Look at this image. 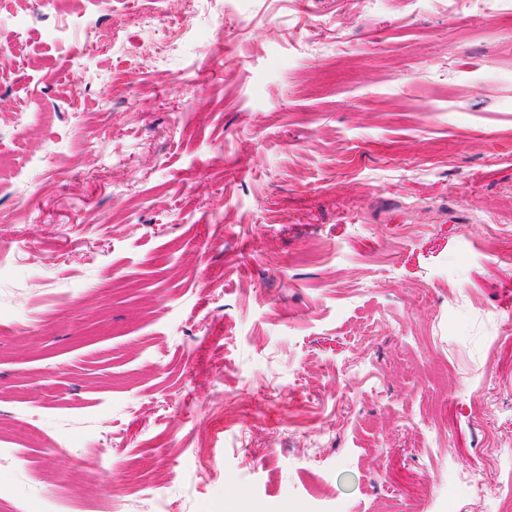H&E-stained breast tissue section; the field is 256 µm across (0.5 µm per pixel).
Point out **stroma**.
<instances>
[{"label":"stroma","mask_w":512,"mask_h":512,"mask_svg":"<svg viewBox=\"0 0 512 512\" xmlns=\"http://www.w3.org/2000/svg\"><path fill=\"white\" fill-rule=\"evenodd\" d=\"M33 3L0 19V153L44 161L0 194V512H472L483 433L512 465V241L474 247L512 224V26L199 0L143 61L168 0ZM92 152L101 165H117L126 161L125 155H116L112 149L111 136L108 128L102 129L97 141L91 146Z\"/></svg>","instance_id":"35a3bbf8"}]
</instances>
